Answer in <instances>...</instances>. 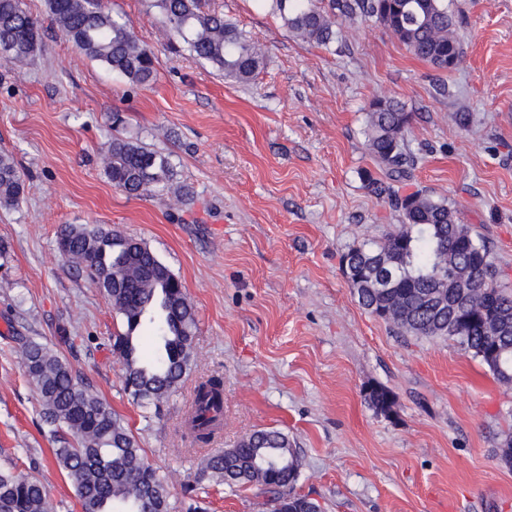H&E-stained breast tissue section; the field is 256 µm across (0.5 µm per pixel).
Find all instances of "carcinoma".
<instances>
[{
	"label": "carcinoma",
	"mask_w": 512,
	"mask_h": 512,
	"mask_svg": "<svg viewBox=\"0 0 512 512\" xmlns=\"http://www.w3.org/2000/svg\"><path fill=\"white\" fill-rule=\"evenodd\" d=\"M163 18L164 32L194 58L239 83L264 63L256 43L202 0H149ZM289 32L329 45L333 17L373 18L388 28L417 58L438 70L462 59L454 17L445 0H329L330 12L312 0H269ZM57 28L87 57L105 64L131 85L156 79L155 54L130 31L122 15L103 0H47ZM42 23L25 0H0V63L22 66L42 50ZM411 116L397 101H376L368 113L369 154L386 169L387 181L373 192L387 197L403 214L388 240L352 247L343 275L358 303L377 316L392 311L391 324L423 337H452L504 384L512 383V293L498 286V271L486 243L458 223L456 208L420 192L401 196L395 183L410 174L413 158L404 143ZM104 173L127 194L143 197L173 186L169 156L120 137L108 146ZM23 173L12 154L0 152V207L24 200ZM64 259L76 264L122 317L126 332L113 337L112 350L124 362L125 391L160 408L190 367L197 320L182 282L141 240L95 224H63L56 238ZM389 261L393 287L371 288L367 278L381 260ZM461 273L475 288L491 289L492 318L480 323L477 310L448 282ZM155 324L157 349L142 360L134 333ZM18 353L39 396V417L57 447L54 459L84 512H171L167 477L146 464L128 425L93 387L73 371L58 351L30 336L18 337ZM377 411L391 412L390 391L372 386L365 393ZM224 416V385L211 376L196 388L185 428L202 456L200 477L233 489L254 485L267 495L272 512H321L317 500L297 495L300 459L294 442L278 429L251 433L232 448L211 452L208 445ZM0 512H57L43 482L30 474L0 470Z\"/></svg>",
	"instance_id": "cac0c4a2"
}]
</instances>
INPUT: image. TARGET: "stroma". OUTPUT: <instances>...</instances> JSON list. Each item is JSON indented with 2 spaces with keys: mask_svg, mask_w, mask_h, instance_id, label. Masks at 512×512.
Wrapping results in <instances>:
<instances>
[{
  "mask_svg": "<svg viewBox=\"0 0 512 512\" xmlns=\"http://www.w3.org/2000/svg\"><path fill=\"white\" fill-rule=\"evenodd\" d=\"M464 58L438 71L372 19H341L325 48L288 32L266 0H208L265 50L246 83L165 43L145 0H106L155 52L157 78L136 87L75 49L46 0H26L45 49L24 70L0 66V151L25 175V199L0 207V467L38 476L57 512H82L37 425L39 401L16 353L31 336L61 353L120 414L185 512L199 456L181 433L198 382L224 379L212 450L277 428L299 450L298 494L323 512H512V431L503 385L456 339L403 333L364 310L341 257L385 241L403 221L373 193L368 112L396 100L411 115L417 160L400 194L455 203L488 242L512 289V0H447ZM124 118L112 129L106 116ZM472 115L460 127L456 115ZM170 153L173 193L132 197L103 157L113 134ZM63 224H98L145 241L182 281L197 314L191 366L158 415L124 390L110 338L121 317L56 246ZM394 395L390 415L364 391ZM204 512H270L252 487L203 481Z\"/></svg>",
  "mask_w": 512,
  "mask_h": 512,
  "instance_id": "35a3bbf8",
  "label": "stroma"
}]
</instances>
